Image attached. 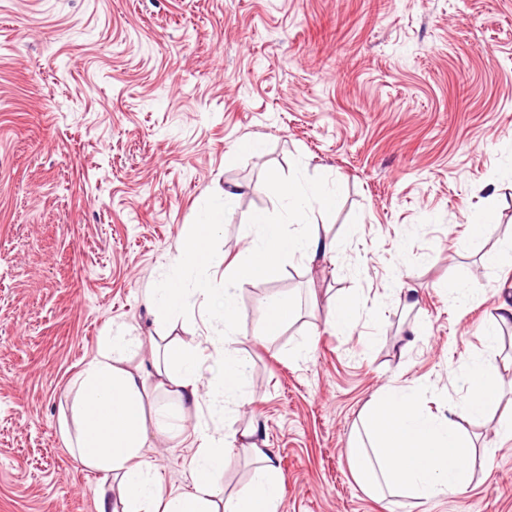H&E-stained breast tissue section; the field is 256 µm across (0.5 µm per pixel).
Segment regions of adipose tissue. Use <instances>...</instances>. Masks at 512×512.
Here are the masks:
<instances>
[{
  "label": "adipose tissue",
  "mask_w": 512,
  "mask_h": 512,
  "mask_svg": "<svg viewBox=\"0 0 512 512\" xmlns=\"http://www.w3.org/2000/svg\"><path fill=\"white\" fill-rule=\"evenodd\" d=\"M279 202L282 223H271L266 212H254L241 257L225 267L223 287L213 288L205 281L188 280L189 261L201 259L210 241L224 231V203L213 201L188 233L184 255L151 291V302L159 310L193 300L223 322L225 337L217 355L224 365L228 398L247 372L231 337L239 316L238 284L266 275L282 260L297 257L310 267L336 250L335 240L307 220L310 212L324 215L334 206L332 185L298 176L282 185ZM294 222L300 231L285 233L284 225ZM141 344V337L124 332L102 336L97 355L74 383L72 422L61 427L66 447L85 468L98 473L102 482L118 483L117 496L100 493L97 512H278L284 477L271 455L254 443L249 449L256 466L247 487L235 497H222L213 476L224 465L227 440L201 422L195 426L192 491L163 494L143 450L150 433L175 435L187 415L199 410V356L195 346L186 343L155 346L151 366L156 383L151 386L141 366L128 363V353ZM469 373L477 392L441 415L426 411L413 392L400 388L383 389L374 397L361 416L357 442L348 450L351 473L367 493L425 501L469 486L475 442L459 430L457 421L480 417L502 397L498 378L482 361H472ZM152 390L168 399L165 410L154 415L147 409Z\"/></svg>",
  "instance_id": "obj_1"
}]
</instances>
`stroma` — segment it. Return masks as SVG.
<instances>
[{"instance_id":"obj_1","label":"stroma","mask_w":512,"mask_h":512,"mask_svg":"<svg viewBox=\"0 0 512 512\" xmlns=\"http://www.w3.org/2000/svg\"><path fill=\"white\" fill-rule=\"evenodd\" d=\"M260 140L255 157L241 152ZM336 189L331 259L283 261L241 283L234 346L244 387L225 400L198 306L162 317L148 297L212 200L234 191L224 233L190 278L224 284L252 211L279 220V185ZM491 212L480 236L472 219ZM512 0H0V512H97L98 475L60 419L101 336L197 346L198 415L143 454L162 491L192 489L197 421L257 425L285 477L279 512H512ZM469 281L461 296L452 289ZM297 320L256 334L260 302ZM357 299L347 333L333 299ZM504 397L462 421L477 450L461 493L379 501L347 458L385 387L440 415L468 394L472 359ZM225 495L255 460L233 445Z\"/></svg>"}]
</instances>
